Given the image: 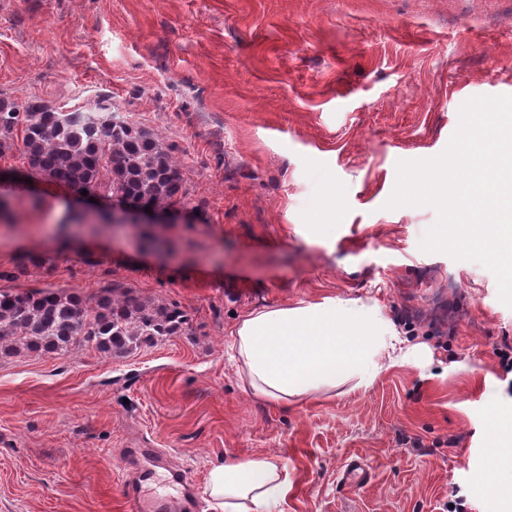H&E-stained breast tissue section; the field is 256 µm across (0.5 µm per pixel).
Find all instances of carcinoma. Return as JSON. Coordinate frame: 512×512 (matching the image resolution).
I'll use <instances>...</instances> for the list:
<instances>
[{"instance_id": "cac0c4a2", "label": "carcinoma", "mask_w": 512, "mask_h": 512, "mask_svg": "<svg viewBox=\"0 0 512 512\" xmlns=\"http://www.w3.org/2000/svg\"><path fill=\"white\" fill-rule=\"evenodd\" d=\"M15 148L34 175L76 193L94 191L119 204L164 210L180 191L166 147L101 102L57 110L24 109L0 99V156ZM48 263L47 256L21 254L13 271L0 272V279ZM188 325L189 316L178 305L140 297L117 283L91 297L51 287L0 291V358L66 353L76 346L119 358Z\"/></svg>"}]
</instances>
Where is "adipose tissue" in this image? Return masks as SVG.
<instances>
[{"instance_id": "obj_1", "label": "adipose tissue", "mask_w": 512, "mask_h": 512, "mask_svg": "<svg viewBox=\"0 0 512 512\" xmlns=\"http://www.w3.org/2000/svg\"><path fill=\"white\" fill-rule=\"evenodd\" d=\"M231 360L252 395L278 407L349 379L369 386L384 364L413 357L395 327L349 300L256 310L232 332ZM291 486L274 457H229L208 470L204 494L214 512H271Z\"/></svg>"}]
</instances>
